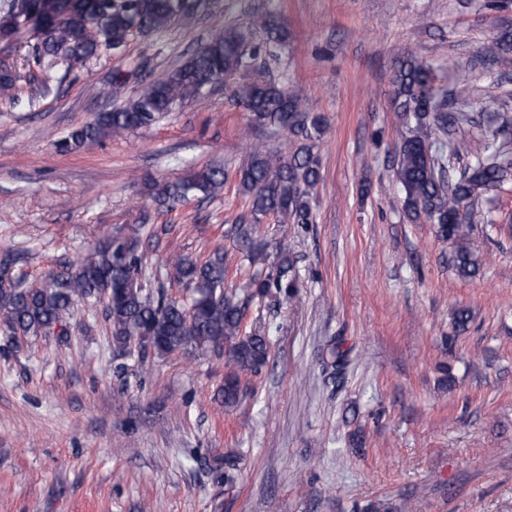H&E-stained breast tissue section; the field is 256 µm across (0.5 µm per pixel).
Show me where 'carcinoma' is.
Instances as JSON below:
<instances>
[{"label":"carcinoma","instance_id":"cac0c4a2","mask_svg":"<svg viewBox=\"0 0 512 512\" xmlns=\"http://www.w3.org/2000/svg\"><path fill=\"white\" fill-rule=\"evenodd\" d=\"M208 7V0H0V38H14L19 23L32 24L38 37L31 62L47 71L59 64H84L102 49H122L133 34L162 33ZM257 30L275 45L288 38L287 29L268 15L256 17L245 28L219 30L164 78L146 85L124 106L97 113L57 147L76 152L105 137L152 127L174 107L248 70L258 54L249 49V37ZM484 55L500 69L512 70V30L499 31L484 47ZM18 79L15 68L0 60V97L15 100ZM467 81L464 77L457 86H443L435 69L412 55L399 59L393 79L399 134L396 179L403 208L410 219L425 218L436 226L441 239L453 243L451 266L463 278L478 271L469 246L472 225L494 223L477 204L512 184L508 124L491 131L485 152L474 158L459 135L467 127H481L483 120L482 113L462 109ZM231 94L252 122L296 140L286 157L252 148L234 173L248 213L229 233L253 264L262 258L253 232L264 218L281 217L285 236L288 225L315 221L311 197L321 178L318 149L325 118L310 111L289 83H238ZM228 178L223 167L204 166L184 178L154 184L151 198L157 212L168 213L190 200L215 198ZM144 259L141 233L134 229L105 238L75 263L50 268L29 286L27 275L17 270L15 256L1 252L0 334L9 340L49 336L66 329L78 305L91 312L100 307L112 336L126 350L138 349L144 360L188 349L224 354L229 368L222 389L224 406H235L245 394L241 375L261 372L269 362V348L265 336L242 333V306L224 294L228 272L224 249L217 246L204 259L189 255L167 259V276L183 288L182 299L169 296L162 286L147 287L141 278ZM249 287L261 294L274 290L283 301H293L297 297L293 261L280 257L272 274H255Z\"/></svg>","mask_w":512,"mask_h":512}]
</instances>
